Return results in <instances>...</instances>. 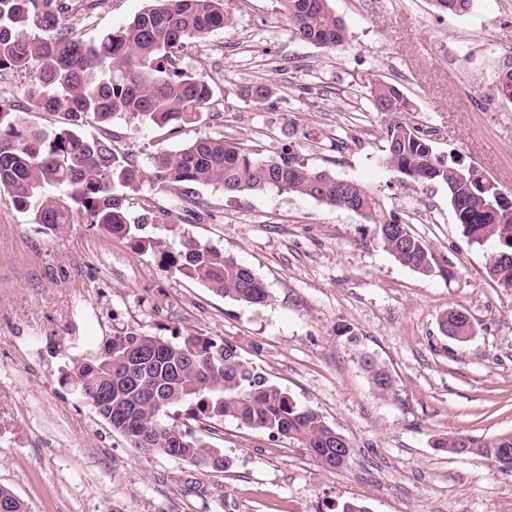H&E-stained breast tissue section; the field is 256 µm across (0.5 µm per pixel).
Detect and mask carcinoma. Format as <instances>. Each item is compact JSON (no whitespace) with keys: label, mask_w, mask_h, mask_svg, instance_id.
Returning a JSON list of instances; mask_svg holds the SVG:
<instances>
[{"label":"carcinoma","mask_w":512,"mask_h":512,"mask_svg":"<svg viewBox=\"0 0 512 512\" xmlns=\"http://www.w3.org/2000/svg\"><path fill=\"white\" fill-rule=\"evenodd\" d=\"M330 0H275L276 12L299 39L334 49L348 37ZM442 12L469 11L474 0H433ZM225 0H148L126 25L87 41L68 23L69 0H0V72H24L30 83L16 98L0 100V189L15 208L47 236L69 224H91L128 240L152 255L158 266L190 278L235 302L264 305L270 292L235 257L192 239L173 248L147 231L162 215L130 217L126 191L140 175L127 156L99 129L116 120L141 126L170 125L178 131L201 122L213 97L211 84L180 66L188 43L231 26ZM373 111L390 116L386 162L411 185L441 183L463 237L470 245H496L498 259L487 264L491 280L512 289V207L507 209L476 182L462 178L455 159L438 155L427 135L411 127L404 114L411 102L395 87L378 81L370 90ZM31 112L54 117L48 126L27 119ZM150 181L161 191L175 185H218L233 195L262 192L312 198L353 211L372 226L376 243L399 264L425 276L434 272L430 248L387 210L366 185L328 169L310 168L299 151L285 146L263 156L244 142L204 135L153 157ZM448 335H466L471 324L457 310L442 321ZM141 355L138 384L126 381L127 360ZM375 390L385 395L393 381L369 356L360 359ZM66 381L112 431L144 435L132 443L136 454L160 453L198 469L226 470L231 460L192 429L181 415L201 424L232 419L243 427L296 441L323 465L336 467L338 433L324 416L301 407L244 359L237 347L204 333L166 339L141 331L119 333L94 358L74 360ZM111 387V398L97 389ZM453 454L467 452L492 460L502 473L503 451H512V431L493 436H448L435 442ZM0 509L27 512L13 491L0 486Z\"/></svg>","instance_id":"1"}]
</instances>
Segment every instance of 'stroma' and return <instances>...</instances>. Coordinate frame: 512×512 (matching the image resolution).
Masks as SVG:
<instances>
[{
    "mask_svg": "<svg viewBox=\"0 0 512 512\" xmlns=\"http://www.w3.org/2000/svg\"><path fill=\"white\" fill-rule=\"evenodd\" d=\"M147 0H107L69 21L85 40L128 23ZM347 43L300 41L274 0H229L231 27L192 42L181 64L214 95L205 120L174 132L115 122L112 140L140 171L132 215L171 211L159 237L209 244L250 267L272 293L262 307L218 296L162 271L128 241L87 224L42 234L0 192V486L29 512H512V474L486 458L435 448L448 435L512 431V290L486 273L439 183L411 186L385 161V117L369 90L383 81L415 107L408 122L438 155L478 167L512 196V0L442 13L431 0H331ZM265 87L266 104L251 93ZM244 140L271 155L294 145L310 167L365 184L431 249L424 276L400 265L354 212L269 189L235 198L217 186L156 190L155 154L201 135ZM465 311L473 336L440 327ZM205 333L243 357L299 405L317 409L353 449L340 469L296 442L233 421L205 438L232 461L200 470L136 455L67 384L72 360L116 333ZM386 366L393 389L359 365ZM360 362L362 368L367 372L375 390L380 395L389 393L392 389L393 381L388 371L369 356L362 357Z\"/></svg>",
    "mask_w": 512,
    "mask_h": 512,
    "instance_id": "obj_1",
    "label": "stroma"
}]
</instances>
